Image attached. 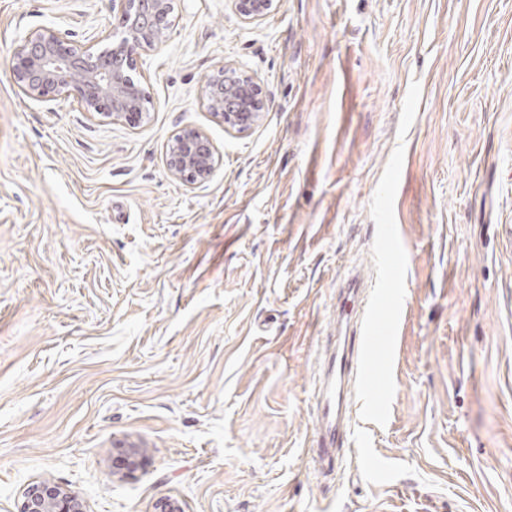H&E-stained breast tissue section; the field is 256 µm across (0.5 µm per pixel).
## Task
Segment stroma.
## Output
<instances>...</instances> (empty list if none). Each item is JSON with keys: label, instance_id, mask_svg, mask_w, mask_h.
I'll list each match as a JSON object with an SVG mask.
<instances>
[{"label": "stroma", "instance_id": "obj_1", "mask_svg": "<svg viewBox=\"0 0 512 512\" xmlns=\"http://www.w3.org/2000/svg\"><path fill=\"white\" fill-rule=\"evenodd\" d=\"M140 124L32 99L8 62L113 0H0V512H512V0H173ZM233 65L246 132L202 101ZM204 131L213 175L173 176ZM395 332L340 469L307 454L349 273ZM144 448L114 474L117 443ZM233 2L245 23L262 20L277 7V0H233ZM224 87L208 83L204 101L210 111L224 121V126L243 132L259 124L265 102L258 84L231 65H224ZM222 71V72H223ZM175 137L169 149L171 171L190 182L210 177L217 161L215 148L206 133L196 128H185ZM82 501L71 491L39 480L30 483L23 492L20 512H85Z\"/></svg>", "mask_w": 512, "mask_h": 512}]
</instances>
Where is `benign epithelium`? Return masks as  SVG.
Returning <instances> with one entry per match:
<instances>
[{
  "label": "benign epithelium",
  "mask_w": 512,
  "mask_h": 512,
  "mask_svg": "<svg viewBox=\"0 0 512 512\" xmlns=\"http://www.w3.org/2000/svg\"><path fill=\"white\" fill-rule=\"evenodd\" d=\"M121 14L112 32V43L94 52L75 44L50 27L28 35L9 60L15 84L31 98L72 97L82 111L102 118L136 124L146 118L142 107L143 85L135 75L138 59L164 43L171 29V0H118ZM246 23L262 20L277 7V0H233ZM204 101L224 126L243 132L259 124L265 102L253 78L231 65L224 66V85L209 83ZM217 166L209 137L196 128L176 135L169 149V167L190 182L202 181ZM141 450L124 448L120 466L126 474L140 463ZM20 512H85L72 492L39 480L23 492Z\"/></svg>",
  "instance_id": "1"
}]
</instances>
